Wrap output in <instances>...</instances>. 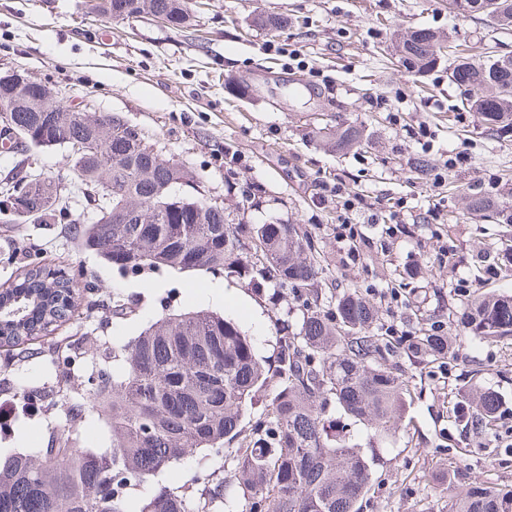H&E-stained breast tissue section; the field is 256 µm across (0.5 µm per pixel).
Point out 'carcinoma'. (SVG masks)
I'll list each match as a JSON object with an SVG mask.
<instances>
[{
	"mask_svg": "<svg viewBox=\"0 0 512 512\" xmlns=\"http://www.w3.org/2000/svg\"><path fill=\"white\" fill-rule=\"evenodd\" d=\"M496 24L512 27V0H489ZM89 13L115 19L124 13H164L190 26L191 0H87ZM417 39L393 43L406 71L424 74L438 65L434 47L443 36L417 29ZM448 66L459 71L465 105L486 127H512V55L475 63L448 45ZM32 149H69L79 191L90 203L86 223L73 218L71 189L61 179L29 169L30 179L0 184V217L23 232L25 224H70L74 239L122 271L145 268L205 270L233 275L259 292L274 282L297 297L315 294L322 267L312 236L296 224L225 223L224 208L204 194L181 196L175 187L201 183L185 164L159 157L142 133L122 118L110 132L97 119L63 101L41 99L27 85H0V111ZM354 126L331 134L338 151L360 142ZM23 194L22 214L13 200ZM258 241L265 264L241 262L242 238ZM16 301L22 321L0 325V344L18 345L50 332L71 314L74 297L62 265H33L0 292ZM295 331L281 337L275 365L259 358L241 327L208 310L149 319L125 344L95 349L112 360V378L95 390L63 395L62 414L105 424L112 448L76 447L78 435L47 428L48 441L21 451L0 448V512H360L374 479L378 448L402 426L408 382L389 367L395 345L374 326L373 309L355 291L334 308L304 304ZM463 331L478 340H512V295L487 293L466 304ZM403 353L431 367L452 357L448 337L420 330ZM7 387L14 404L34 407V378L26 368ZM272 391L267 419L246 425L256 396ZM501 399L466 391L453 404L454 422L477 437L498 418ZM371 432L364 452L344 433L336 414ZM239 443L231 479L207 474L204 486L177 493L151 484L163 468L185 462L203 467L224 447ZM451 512H512V489L468 482Z\"/></svg>",
	"mask_w": 512,
	"mask_h": 512,
	"instance_id": "obj_1",
	"label": "carcinoma"
}]
</instances>
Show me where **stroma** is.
I'll use <instances>...</instances> for the list:
<instances>
[{
	"label": "stroma",
	"mask_w": 512,
	"mask_h": 512,
	"mask_svg": "<svg viewBox=\"0 0 512 512\" xmlns=\"http://www.w3.org/2000/svg\"><path fill=\"white\" fill-rule=\"evenodd\" d=\"M194 14L181 32L145 14L101 20L84 0H0V68L52 83L67 105L122 117L161 158L201 176L202 194L223 206L226 223L297 224L315 234L326 272L322 308L337 291L355 288L381 325L408 336L433 318L455 338L454 359L429 370L392 358L411 395L403 428L380 443L360 512H449L463 486L439 483L443 469L512 485V340L478 342L456 324L466 300L512 294V276L487 273L512 240V224L468 209L473 194L512 206V132L480 125L449 82L447 64L417 77L391 52L399 34L429 28L478 62L486 48L512 53V27L449 14L447 0H201ZM259 14L287 19L280 37L253 26ZM292 49L298 60L288 58ZM373 98L386 108L370 106ZM343 122L362 125L364 135L339 153L316 131ZM9 156L32 157L50 178H76L59 147L28 153L6 144L1 172ZM422 156L434 163L426 177L414 167ZM327 180L363 199L354 214L364 234L359 262L336 239L340 209L321 187ZM433 208L438 216H430ZM397 220L408 227L399 238L391 234ZM60 259L74 275V314L25 347L30 366L71 391L110 377L112 365H68L52 356L51 340L80 336L91 352L147 326L142 318L113 320L106 301L116 290L157 317L196 309L224 315L269 361L298 316L289 292L273 301L221 273L124 272L78 246L68 225L28 224L23 238L10 239L0 224V289L25 263ZM470 387L505 402L503 420L481 439L449 420L457 392Z\"/></svg>",
	"instance_id": "35a3bbf8"
}]
</instances>
